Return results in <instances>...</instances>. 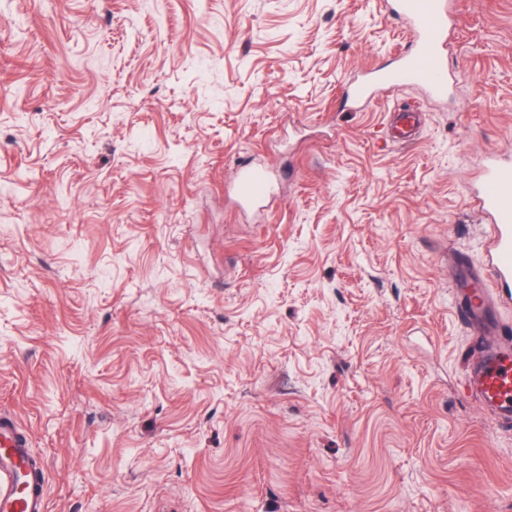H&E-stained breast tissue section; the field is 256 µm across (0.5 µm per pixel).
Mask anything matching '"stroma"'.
<instances>
[{
    "instance_id": "stroma-1",
    "label": "stroma",
    "mask_w": 512,
    "mask_h": 512,
    "mask_svg": "<svg viewBox=\"0 0 512 512\" xmlns=\"http://www.w3.org/2000/svg\"><path fill=\"white\" fill-rule=\"evenodd\" d=\"M453 3L447 99L353 112L386 0H0V410L49 512H512L449 281L512 156V0ZM234 189L241 203L260 201L270 192L268 175L264 170L242 166L238 169Z\"/></svg>"
}]
</instances>
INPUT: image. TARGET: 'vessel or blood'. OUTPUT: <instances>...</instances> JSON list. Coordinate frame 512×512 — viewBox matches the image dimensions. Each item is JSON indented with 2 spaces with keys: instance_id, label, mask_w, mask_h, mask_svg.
Segmentation results:
<instances>
[{
  "instance_id": "obj_1",
  "label": "vessel or blood",
  "mask_w": 512,
  "mask_h": 512,
  "mask_svg": "<svg viewBox=\"0 0 512 512\" xmlns=\"http://www.w3.org/2000/svg\"><path fill=\"white\" fill-rule=\"evenodd\" d=\"M391 16L410 31V42L395 63L376 65L351 84L345 99L368 103L377 92L418 86L436 98L448 94L443 55L454 23L448 0H389ZM241 203L264 199L270 192L265 171L240 167L234 183ZM474 205L486 223L482 266L456 282L455 314L470 334L480 337L468 362L462 386L479 405L512 427V330L497 314L512 301V159L489 156L481 173ZM44 464L34 459L19 423L0 415V512H47Z\"/></svg>"
}]
</instances>
